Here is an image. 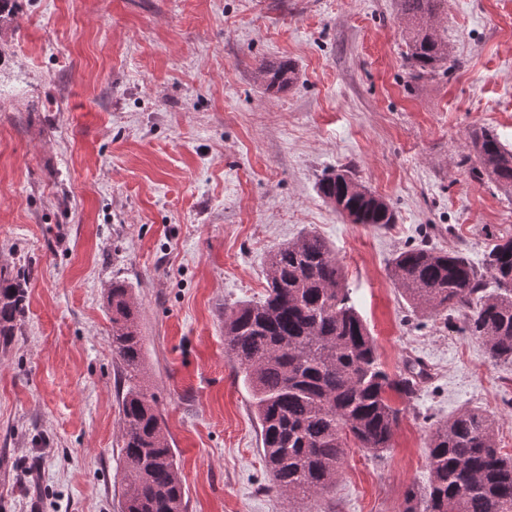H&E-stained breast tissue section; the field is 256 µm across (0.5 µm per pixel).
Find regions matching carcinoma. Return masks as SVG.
<instances>
[{"instance_id": "cac0c4a2", "label": "carcinoma", "mask_w": 512, "mask_h": 512, "mask_svg": "<svg viewBox=\"0 0 512 512\" xmlns=\"http://www.w3.org/2000/svg\"><path fill=\"white\" fill-rule=\"evenodd\" d=\"M448 0H397L409 33L411 78L448 64V39L427 20L447 13ZM264 90L278 94L295 81L291 63L259 69ZM480 172L512 188V149L493 130H470ZM317 192L354 224L396 221L381 196L348 171L323 176ZM391 277L415 313L465 311L462 330L489 356L512 363V237H501L474 263L458 250L417 245L397 253ZM21 273H0V345L8 346L25 314ZM263 300L237 303L224 313V345L249 383L261 424L263 456L272 487L304 498L326 489L345 449L373 456L391 447L401 409L389 393L411 398L421 373L395 376L383 367L366 322L345 287L341 262L328 242L307 232L271 252ZM112 353L125 383L120 415L125 512H185V491L163 419L142 382L146 360L138 309L122 281L107 293ZM429 478L407 491L401 512H512V456L502 454L493 423L479 409L464 410L431 432Z\"/></svg>"}]
</instances>
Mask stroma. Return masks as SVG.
Listing matches in <instances>:
<instances>
[{
  "label": "stroma",
  "instance_id": "obj_1",
  "mask_svg": "<svg viewBox=\"0 0 512 512\" xmlns=\"http://www.w3.org/2000/svg\"><path fill=\"white\" fill-rule=\"evenodd\" d=\"M448 68L406 64L395 0H14L0 21V270L27 307L0 348V512H122L123 381L106 295L125 282L186 512H400L430 428L483 410L512 454V363L447 313L417 314L390 262L427 244L473 262L512 237V192L474 172L471 127L512 146V0H448ZM290 62L265 93L261 66ZM347 169L390 226L319 196ZM312 231L392 374L428 376L391 448L347 449L306 500L271 487L224 311L262 301L266 257ZM261 84L264 90L270 94H278L295 81V68L288 63L272 64L259 69Z\"/></svg>",
  "mask_w": 512,
  "mask_h": 512
}]
</instances>
